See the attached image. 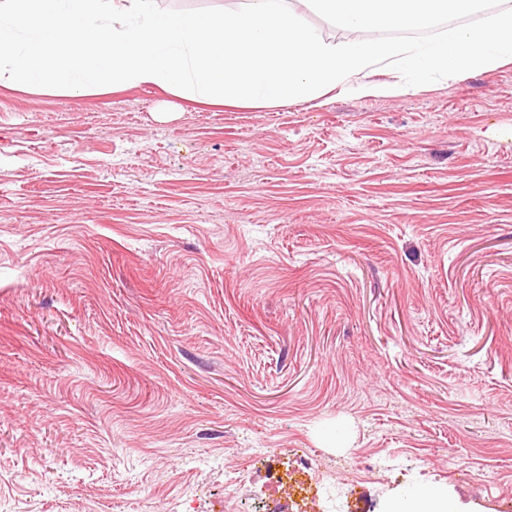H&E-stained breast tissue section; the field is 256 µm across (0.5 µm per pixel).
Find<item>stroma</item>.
I'll return each mask as SVG.
<instances>
[{
	"instance_id": "35a3bbf8",
	"label": "stroma",
	"mask_w": 512,
	"mask_h": 512,
	"mask_svg": "<svg viewBox=\"0 0 512 512\" xmlns=\"http://www.w3.org/2000/svg\"><path fill=\"white\" fill-rule=\"evenodd\" d=\"M418 490L512 512V63L255 109L0 86V512Z\"/></svg>"
}]
</instances>
